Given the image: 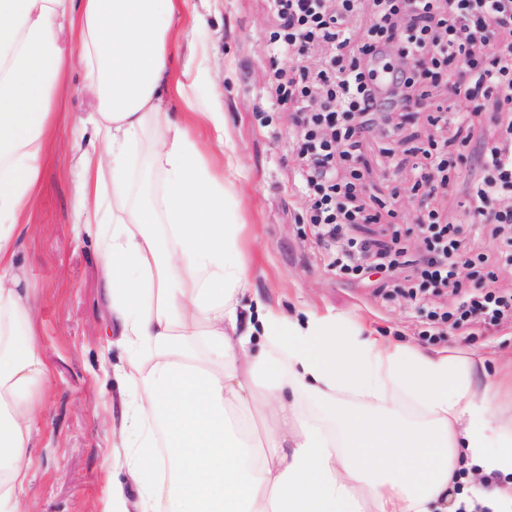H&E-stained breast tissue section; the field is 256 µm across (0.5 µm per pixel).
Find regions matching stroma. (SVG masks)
<instances>
[{
  "mask_svg": "<svg viewBox=\"0 0 512 512\" xmlns=\"http://www.w3.org/2000/svg\"><path fill=\"white\" fill-rule=\"evenodd\" d=\"M198 17L204 25L193 41L182 40L171 48L172 80L188 73L194 84L187 98L170 94L167 110L182 121L192 110L224 114L221 130L203 125L199 132L210 152L224 151L233 160V205L239 223L246 226L253 291L287 311L339 314L428 349L452 342L464 354L484 358L495 371L512 372V323L492 330L474 324L431 340L423 334L424 314L399 293L408 268L398 269L391 287L379 290L339 278L327 266L306 222V201L289 151L293 114L279 110L268 124L259 116L271 74L289 66L268 53L276 20L267 0H187L185 24ZM83 80V68L72 65L54 117L60 145L41 162L37 200L22 218L27 229L17 243V259L37 306L36 341L49 374L39 388L41 407L27 458L25 502L34 512H105L112 473V422L107 409L93 407L95 400L111 396L113 381L112 359L100 348L106 333L100 260L94 240L76 238L72 230L78 219L76 158L89 143L71 132L95 109L90 97L74 92ZM447 103L444 88L432 89L426 107L408 117L395 135L369 141L366 193L390 197L393 187H401V194L392 197L399 221H412L428 204L447 213L450 223L462 227L467 222L461 203L475 176L472 166H458L447 193L424 200L404 192L418 160L414 147L431 138L444 139L450 153L471 157L496 134L495 97H478L483 116L464 144L455 140L453 126H435L428 119L436 106ZM159 134L158 128L147 127L130 155L133 193L146 185L159 187L160 175L148 173L149 148Z\"/></svg>",
  "mask_w": 512,
  "mask_h": 512,
  "instance_id": "1",
  "label": "stroma"
}]
</instances>
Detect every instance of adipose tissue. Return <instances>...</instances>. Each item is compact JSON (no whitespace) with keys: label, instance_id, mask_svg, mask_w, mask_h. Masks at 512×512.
<instances>
[{"label":"adipose tissue","instance_id":"obj_1","mask_svg":"<svg viewBox=\"0 0 512 512\" xmlns=\"http://www.w3.org/2000/svg\"><path fill=\"white\" fill-rule=\"evenodd\" d=\"M186 2L0 0V512H20L48 379L15 241L75 57L99 141L77 161L78 208L112 206L111 222L75 227L95 241L120 351L106 512H512V416L486 367L337 314L244 310L234 186L164 108ZM151 122L161 192L136 199L127 162Z\"/></svg>","mask_w":512,"mask_h":512}]
</instances>
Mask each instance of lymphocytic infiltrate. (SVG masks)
Segmentation results:
<instances>
[{
  "label": "lymphocytic infiltrate",
  "mask_w": 512,
  "mask_h": 512,
  "mask_svg": "<svg viewBox=\"0 0 512 512\" xmlns=\"http://www.w3.org/2000/svg\"><path fill=\"white\" fill-rule=\"evenodd\" d=\"M278 26L269 38L274 56H304L311 46L329 48L319 68H292L276 74L270 110L291 108L295 114L294 155L305 186L307 221L329 249L328 261L337 276L366 280L399 265L406 247L399 225H388L389 247L349 236L350 226L375 224L379 209L360 202L365 191L367 137L376 128L399 129V120L419 111L428 90L448 68L465 80L448 89L449 99L473 100L496 93L512 108V0H270ZM372 25L360 46L352 38L364 15ZM481 44L486 62L471 47ZM415 167L412 193L431 192L444 182L452 163L448 144L431 141ZM479 177L463 205L474 235L495 225L501 244L495 258L468 248L457 225L443 222L437 210L419 212L416 230L425 244L410 298L421 301L444 288L460 291L450 310L427 312L429 332L473 322L495 326L512 319V294L464 291L461 269L480 280H494L499 266H512V118L499 123L496 138L478 157Z\"/></svg>",
  "instance_id": "obj_1"
}]
</instances>
